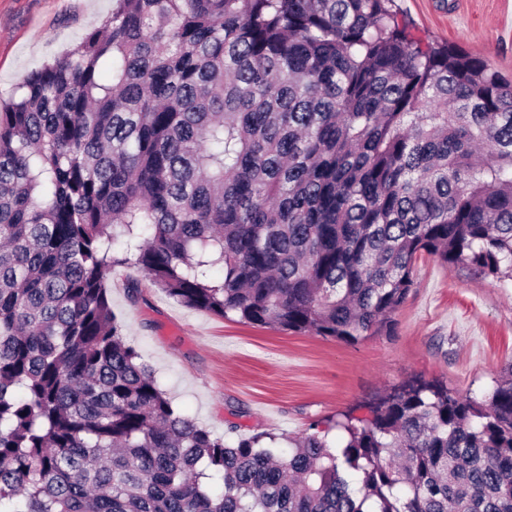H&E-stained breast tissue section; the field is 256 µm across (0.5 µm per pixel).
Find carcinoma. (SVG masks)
<instances>
[{
  "mask_svg": "<svg viewBox=\"0 0 512 512\" xmlns=\"http://www.w3.org/2000/svg\"><path fill=\"white\" fill-rule=\"evenodd\" d=\"M392 2L112 0L0 104V512H512V364L283 457L181 414L107 295L132 259L189 308L355 344L422 254L512 279V80Z\"/></svg>",
  "mask_w": 512,
  "mask_h": 512,
  "instance_id": "carcinoma-1",
  "label": "carcinoma"
}]
</instances>
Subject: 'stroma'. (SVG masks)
Instances as JSON below:
<instances>
[{
  "instance_id": "1",
  "label": "stroma",
  "mask_w": 512,
  "mask_h": 512,
  "mask_svg": "<svg viewBox=\"0 0 512 512\" xmlns=\"http://www.w3.org/2000/svg\"><path fill=\"white\" fill-rule=\"evenodd\" d=\"M423 41H448L512 79V0H395ZM112 0H0V97L99 26ZM106 285L127 341L145 357L174 407L226 445L257 433L292 439L327 429L408 381L475 398L512 363V280L479 278L423 257L392 326L355 344L223 319L187 308L135 265Z\"/></svg>"
}]
</instances>
